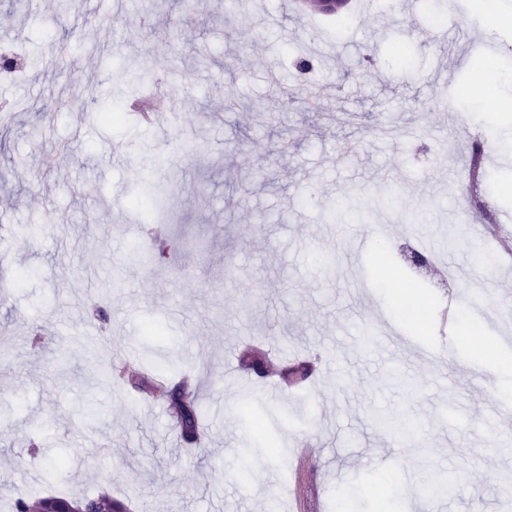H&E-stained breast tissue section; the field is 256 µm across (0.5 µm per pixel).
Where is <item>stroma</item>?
<instances>
[{
	"instance_id": "35a3bbf8",
	"label": "stroma",
	"mask_w": 512,
	"mask_h": 512,
	"mask_svg": "<svg viewBox=\"0 0 512 512\" xmlns=\"http://www.w3.org/2000/svg\"><path fill=\"white\" fill-rule=\"evenodd\" d=\"M107 7L78 0L62 15L57 0L24 12L0 0V52L23 46L26 61L23 78L0 80V503L106 492L130 497L131 512H266L253 487L267 483L279 512H335L347 492L346 512H374L400 477L398 512H425L419 486L447 477L444 512H512V419L489 416L496 377L471 380L512 359V259L501 254L512 223L488 235L460 177L472 141L491 146L483 199L493 216L512 215V111L487 121L491 91L473 66L496 45L494 92L512 99V30L488 19L512 15V0H350L336 16L301 0H172L151 16L128 8L118 26ZM435 15L466 32L458 49L420 42ZM66 41L71 52L50 55ZM300 56L314 59L311 73L293 67ZM447 59L455 73L443 85ZM139 70L156 76L144 92L167 111L150 125L103 122L101 107L134 94ZM323 84L334 97L308 105ZM449 105L463 117L452 134L439 118ZM160 154L168 254L138 264L131 244H154L131 190ZM392 187L422 222L385 206ZM338 200L393 227L369 237L360 275L349 257L360 225L324 218ZM451 215L467 231L450 247ZM415 248L433 266L416 278L422 330L398 316L393 276ZM475 274L492 279L486 316L455 303ZM360 315L433 359L409 362L394 383L383 367L401 352L372 349ZM151 321L166 330L155 350L176 361L173 379L194 382L200 444L181 439L166 394L99 379L114 354L143 361ZM251 345L281 366L310 361L303 389L242 370ZM247 404L286 459L249 447ZM59 456L56 477L46 461Z\"/></svg>"
}]
</instances>
